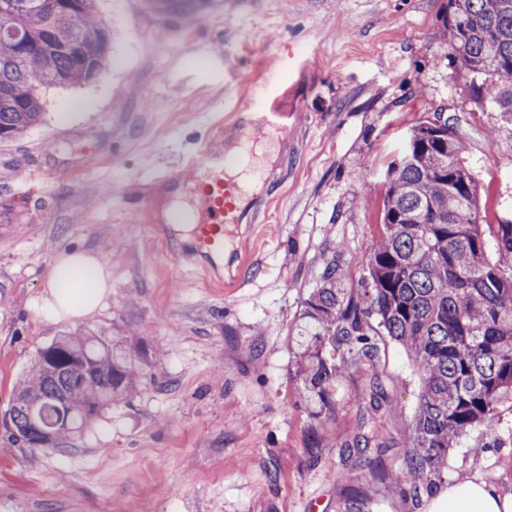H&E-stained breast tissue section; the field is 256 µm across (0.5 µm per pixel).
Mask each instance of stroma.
I'll use <instances>...</instances> for the list:
<instances>
[{
  "label": "stroma",
  "mask_w": 512,
  "mask_h": 512,
  "mask_svg": "<svg viewBox=\"0 0 512 512\" xmlns=\"http://www.w3.org/2000/svg\"><path fill=\"white\" fill-rule=\"evenodd\" d=\"M447 0H213L165 20L142 0H94L111 32L99 79L43 90L42 122L0 140V418L38 352L60 336L107 331L143 350L137 388L64 438L21 448L0 421V512H337L340 483L374 512H428L389 474L410 445L421 379L380 343L389 400L368 405L361 371L336 382L328 416L295 375L304 300L337 251L359 287L382 234L386 168L411 128L445 109L478 186L480 221L512 224V118L448 50ZM206 55L189 54L187 40ZM279 98L284 135L238 146L272 207L246 244V281L225 291L182 262L192 240L166 217L181 193L152 177L231 112ZM153 193L150 224L140 196ZM98 254L112 293L95 313L51 321L44 277L64 250ZM317 431L316 453L308 434ZM381 466L331 464L355 431ZM479 478L512 494V403L449 451L435 488Z\"/></svg>",
  "instance_id": "stroma-1"
}]
</instances>
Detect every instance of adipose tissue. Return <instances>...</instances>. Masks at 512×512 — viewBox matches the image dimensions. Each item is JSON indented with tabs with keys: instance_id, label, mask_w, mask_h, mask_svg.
<instances>
[{
	"instance_id": "obj_1",
	"label": "adipose tissue",
	"mask_w": 512,
	"mask_h": 512,
	"mask_svg": "<svg viewBox=\"0 0 512 512\" xmlns=\"http://www.w3.org/2000/svg\"><path fill=\"white\" fill-rule=\"evenodd\" d=\"M112 292L104 263L87 251H64L55 258L40 298L44 316L69 319L94 313ZM429 512H512V494L481 480L440 489Z\"/></svg>"
}]
</instances>
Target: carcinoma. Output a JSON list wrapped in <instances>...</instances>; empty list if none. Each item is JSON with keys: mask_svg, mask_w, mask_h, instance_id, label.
<instances>
[{"mask_svg": "<svg viewBox=\"0 0 512 512\" xmlns=\"http://www.w3.org/2000/svg\"><path fill=\"white\" fill-rule=\"evenodd\" d=\"M94 0H0V139H14L42 115L36 87L95 79L107 65L109 33ZM210 0H144L161 17H196ZM78 11L72 20L68 10ZM444 23L461 68L491 82L494 101L512 112V0H448ZM464 145L450 125L412 127L387 171L384 232L366 259L368 278L340 287L336 256L305 300L297 362L304 395L319 416L334 403L347 369L368 378L378 410L387 389L376 365L378 337L401 344L421 375L410 451L391 479L412 498L448 450L512 402V224L495 230L486 256L478 188ZM140 347L110 336H61L39 351L34 371L7 411L13 438L29 448L45 434L58 447L101 408L136 388ZM383 448L357 432L340 460L382 462ZM339 512H370L361 492L341 497Z\"/></svg>", "mask_w": 512, "mask_h": 512, "instance_id": "obj_1", "label": "carcinoma"}]
</instances>
